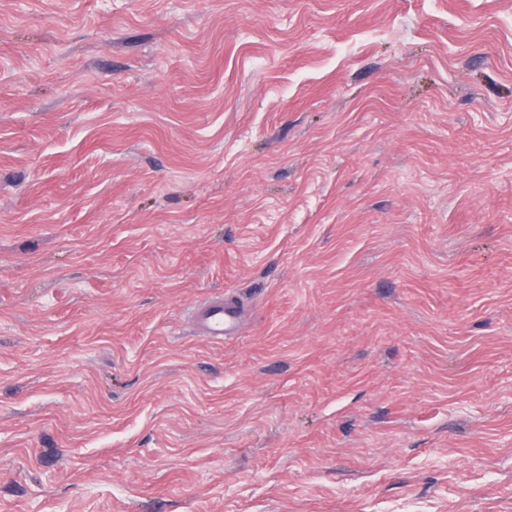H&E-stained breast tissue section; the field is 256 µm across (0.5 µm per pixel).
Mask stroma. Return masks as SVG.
Masks as SVG:
<instances>
[{
  "instance_id": "1",
  "label": "stroma",
  "mask_w": 512,
  "mask_h": 512,
  "mask_svg": "<svg viewBox=\"0 0 512 512\" xmlns=\"http://www.w3.org/2000/svg\"><path fill=\"white\" fill-rule=\"evenodd\" d=\"M0 512H512V0H0ZM224 295L217 296L198 307L193 314L198 332L216 341H223L224 337L232 336L240 325L241 313L238 302L227 291Z\"/></svg>"
}]
</instances>
